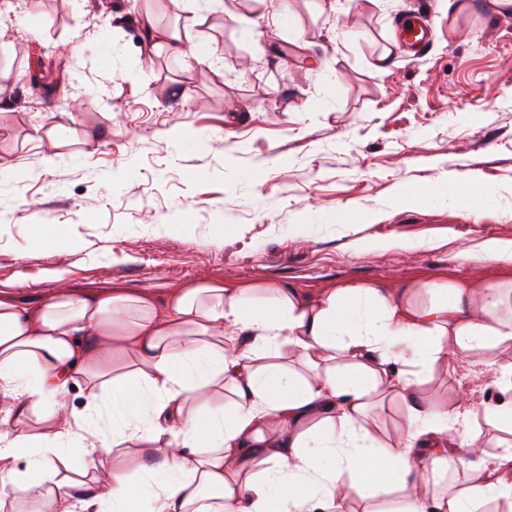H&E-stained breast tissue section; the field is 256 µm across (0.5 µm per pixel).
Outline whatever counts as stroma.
<instances>
[{
    "label": "stroma",
    "mask_w": 512,
    "mask_h": 512,
    "mask_svg": "<svg viewBox=\"0 0 512 512\" xmlns=\"http://www.w3.org/2000/svg\"><path fill=\"white\" fill-rule=\"evenodd\" d=\"M469 2L0 0V290L512 284L477 257L512 243V14ZM411 10L435 32L414 61L394 40ZM140 16L213 56L148 47ZM464 172L485 210L437 197ZM412 183L429 192L403 203ZM37 224L78 249L34 248ZM458 380L436 367L420 396L453 404Z\"/></svg>",
    "instance_id": "stroma-1"
}]
</instances>
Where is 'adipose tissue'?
<instances>
[{"label":"adipose tissue","instance_id":"ef3b65f1","mask_svg":"<svg viewBox=\"0 0 512 512\" xmlns=\"http://www.w3.org/2000/svg\"><path fill=\"white\" fill-rule=\"evenodd\" d=\"M512 294L498 283L409 282L308 296L197 280L79 292L33 305L0 290V506L39 512H477L512 508V451L478 448L475 426L512 433ZM460 370L484 400L427 408V373ZM82 377V409L65 396ZM404 410L394 439L371 403ZM144 456L107 481L68 475L71 455ZM476 479L434 491L439 470Z\"/></svg>","mask_w":512,"mask_h":512}]
</instances>
